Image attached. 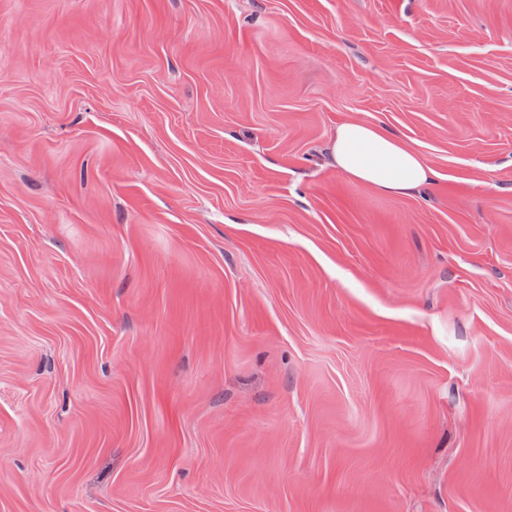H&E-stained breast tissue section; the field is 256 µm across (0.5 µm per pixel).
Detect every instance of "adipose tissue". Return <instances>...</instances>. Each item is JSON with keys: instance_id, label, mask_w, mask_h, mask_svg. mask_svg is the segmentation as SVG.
I'll list each match as a JSON object with an SVG mask.
<instances>
[{"instance_id": "1", "label": "adipose tissue", "mask_w": 512, "mask_h": 512, "mask_svg": "<svg viewBox=\"0 0 512 512\" xmlns=\"http://www.w3.org/2000/svg\"><path fill=\"white\" fill-rule=\"evenodd\" d=\"M331 154L351 182L387 194H409L434 175L421 153L371 123L338 125Z\"/></svg>"}]
</instances>
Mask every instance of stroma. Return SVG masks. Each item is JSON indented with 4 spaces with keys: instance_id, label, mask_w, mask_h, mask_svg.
Returning <instances> with one entry per match:
<instances>
[{
    "instance_id": "stroma-1",
    "label": "stroma",
    "mask_w": 512,
    "mask_h": 512,
    "mask_svg": "<svg viewBox=\"0 0 512 512\" xmlns=\"http://www.w3.org/2000/svg\"><path fill=\"white\" fill-rule=\"evenodd\" d=\"M0 512H512V0H0ZM331 154L351 182L392 195H407L435 174L421 153L371 123L338 125Z\"/></svg>"
}]
</instances>
